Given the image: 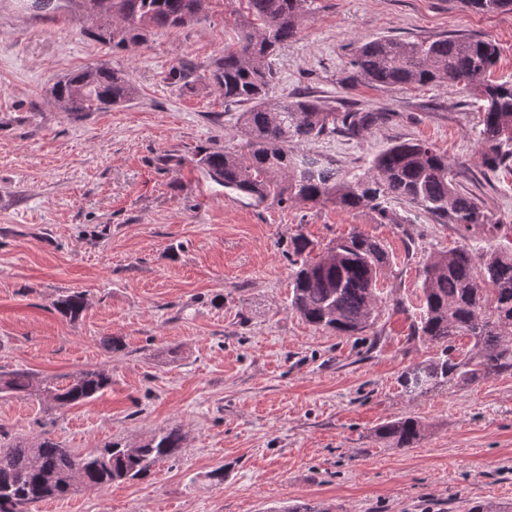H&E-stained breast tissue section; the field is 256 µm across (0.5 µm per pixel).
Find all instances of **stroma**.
I'll list each match as a JSON object with an SVG mask.
<instances>
[{
	"label": "stroma",
	"instance_id": "1",
	"mask_svg": "<svg viewBox=\"0 0 512 512\" xmlns=\"http://www.w3.org/2000/svg\"><path fill=\"white\" fill-rule=\"evenodd\" d=\"M245 12V0H210L194 26L118 50L0 0V375H112L85 404L1 394L0 430L80 453L135 446L171 425L184 434L150 476L80 484L28 512H469L495 494L512 512V370L402 390L405 371L436 352L411 332L420 271L455 246L454 229L396 202L400 224L330 203H260L196 167L199 149L244 142L209 69L236 43ZM451 34L494 41L492 77L512 81V13H475L458 0H308L300 33L272 58L271 96L306 92L392 112L362 137L313 149L365 167L396 140L434 144L501 220L475 235L492 252L512 244V173L479 166L477 105L449 86L342 82L358 40ZM102 64L129 75V102L103 112L48 102L55 79ZM181 66L191 81L171 79ZM354 231L381 241L391 263L374 328L339 336L290 310L291 240L320 250ZM76 291L86 308L72 320L55 303ZM112 336L120 350L105 346ZM405 415L425 433L396 448L377 429Z\"/></svg>",
	"mask_w": 512,
	"mask_h": 512
}]
</instances>
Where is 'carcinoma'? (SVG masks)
Masks as SVG:
<instances>
[{
	"mask_svg": "<svg viewBox=\"0 0 512 512\" xmlns=\"http://www.w3.org/2000/svg\"><path fill=\"white\" fill-rule=\"evenodd\" d=\"M26 8L55 19L60 0H19ZM101 10L82 18L85 33L117 49L146 40L153 30L182 28L205 18L210 0H101ZM307 0H247V15L237 43L224 49L212 78L224 102L241 107L237 123L247 152L234 147L203 149L196 164L211 181L258 202H331L346 211L367 209L382 223L399 224L393 202L421 210L438 224L455 226L461 244L432 255L422 273L419 323L414 336L437 353L408 369L402 386L410 394L451 382L473 384L512 369V249L487 254L475 249L478 229L497 227L495 219L461 189L448 156L433 145L405 139L392 143L364 169L344 170L333 158L307 145L340 133L362 136L389 121L383 109L357 107L344 112L310 96L286 95L273 102L276 81L271 57L300 32ZM476 13L512 12V0H465ZM496 45L458 35L427 40L379 37L357 42L346 80L374 87L451 84L481 102L478 158L485 169H512V82H491ZM135 88L121 70L87 67L56 81L50 102L63 112H98L132 98ZM309 243L293 242L296 269L289 306L310 325L346 336L374 324L377 285L390 263L378 241L354 233L314 258ZM85 297L73 293L55 308L77 318ZM461 336L472 350L456 353ZM112 384L102 369H88L61 384L28 371L0 377V393L44 396L61 405L87 403ZM425 427L413 416L382 424L378 435L397 448H410ZM183 435L174 425L149 436L134 449L109 442L81 454L50 437L31 447L21 439L0 441V512H23L29 504L68 495L77 482L105 487L147 476L151 467L177 455Z\"/></svg>",
	"mask_w": 512,
	"mask_h": 512,
	"instance_id": "obj_1",
	"label": "carcinoma"
}]
</instances>
